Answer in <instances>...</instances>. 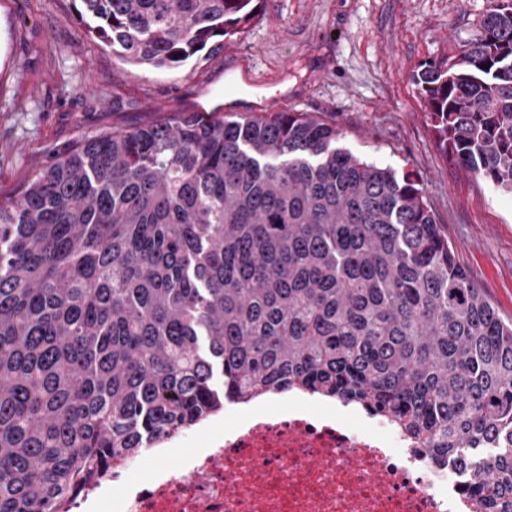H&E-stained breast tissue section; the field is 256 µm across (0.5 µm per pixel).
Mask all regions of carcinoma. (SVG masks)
<instances>
[{
    "mask_svg": "<svg viewBox=\"0 0 512 512\" xmlns=\"http://www.w3.org/2000/svg\"><path fill=\"white\" fill-rule=\"evenodd\" d=\"M174 68L252 0H80ZM411 81L445 154L512 194V0ZM310 112L114 128L0 202V512H58L112 463L289 389L358 404L512 512V322L417 179Z\"/></svg>",
    "mask_w": 512,
    "mask_h": 512,
    "instance_id": "carcinoma-1",
    "label": "carcinoma"
}]
</instances>
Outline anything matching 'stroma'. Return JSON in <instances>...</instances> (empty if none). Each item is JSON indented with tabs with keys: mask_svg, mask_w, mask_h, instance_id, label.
Wrapping results in <instances>:
<instances>
[{
	"mask_svg": "<svg viewBox=\"0 0 512 512\" xmlns=\"http://www.w3.org/2000/svg\"><path fill=\"white\" fill-rule=\"evenodd\" d=\"M490 0H259L258 15L177 68L91 38L77 0H0V201L75 145L172 112H314L355 155L415 177L457 263L512 320V194L446 159L410 81L453 53Z\"/></svg>",
	"mask_w": 512,
	"mask_h": 512,
	"instance_id": "stroma-1",
	"label": "stroma"
}]
</instances>
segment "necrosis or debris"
I'll return each mask as SVG.
<instances>
[{
    "label": "necrosis or debris",
    "mask_w": 512,
    "mask_h": 512,
    "mask_svg": "<svg viewBox=\"0 0 512 512\" xmlns=\"http://www.w3.org/2000/svg\"><path fill=\"white\" fill-rule=\"evenodd\" d=\"M205 448L175 459L188 437L168 436L153 478L126 487L113 512H478L462 472L435 462L388 420L345 417L304 401L244 426L224 415ZM141 463L114 464L65 505L87 512Z\"/></svg>",
    "instance_id": "obj_1"
}]
</instances>
